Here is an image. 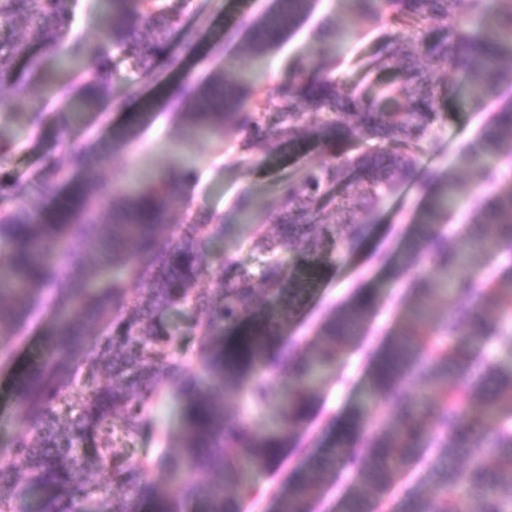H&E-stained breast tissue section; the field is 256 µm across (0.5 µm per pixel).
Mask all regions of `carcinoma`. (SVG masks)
Listing matches in <instances>:
<instances>
[{
    "label": "carcinoma",
    "instance_id": "carcinoma-1",
    "mask_svg": "<svg viewBox=\"0 0 512 512\" xmlns=\"http://www.w3.org/2000/svg\"><path fill=\"white\" fill-rule=\"evenodd\" d=\"M112 14L108 46L95 51L80 82L60 89L63 111L78 117L112 96L118 64L149 73L160 56L178 63L172 34L180 10L171 0H108ZM352 11L380 31L371 58L375 91L343 87L336 68V31L327 27L317 50L304 53L265 98L222 71L190 89L194 105L184 117L193 128L224 136L232 120L240 148L263 150L280 166L322 151L333 163H307L282 188L283 209L268 217L278 231L261 235L254 249L264 257L258 272L228 255L208 258L212 240L225 234L214 215L207 224H180L167 243L156 230L167 207L182 195L193 172L171 170L132 196L102 192L95 169L111 151L92 161L69 146L74 181L52 165L41 188L67 191L47 214L21 203L27 186L12 185L10 209L0 210V331L21 326L35 300L51 290L53 327L36 361L15 383L13 421L18 433L0 445V512H21L36 498V512H240L255 493L248 474L271 468L280 449L295 446L297 431L315 405L312 384L339 375L341 357L362 335L376 294L358 289L332 308L318 339L305 346L283 337L279 322L223 344L224 332L244 324L262 290L286 315L310 299L318 276L368 231L367 219L401 185L427 203L418 239L398 256L394 275L415 271L416 306L403 328L374 360L363 401L344 420L328 447L302 465L275 499V512H311L325 477L354 474L340 512H380L395 482L427 463L425 495L406 499L395 512H512V368L502 369L480 348L512 327V278L479 276L488 250H512V180L502 167L512 162V106L501 108L476 142L463 146L458 162L472 189V218L450 238L443 224L461 191L457 178L423 170L420 156L441 148L437 129L448 108L462 98L484 111L503 86H512V0L491 10L486 0H349ZM313 0H276L259 20L242 16L244 48L260 58L291 34ZM73 0H0V85L13 97L28 94L15 77L23 60L34 64L33 47L59 46L68 35ZM461 74L465 96L439 71ZM323 115L312 125L303 112ZM138 134L136 123L114 127L112 146ZM344 215L329 224L328 209ZM111 223H93L97 212ZM116 271L104 278L106 270ZM208 278L216 287L197 283ZM137 283L148 301L129 292ZM445 294L448 316L431 327L427 301ZM193 314L188 332L211 353L208 385L177 357L181 329L174 312ZM288 380L276 398L266 378L250 372L255 360ZM185 399L183 451L135 458L134 443L156 428L153 409L163 390ZM233 395L240 416L224 413L220 399ZM279 401L284 422L275 431L254 432L251 411ZM126 448L121 453L118 447ZM163 466L176 475L204 471L208 481H183L159 493L146 483ZM105 476L94 480L90 471Z\"/></svg>",
    "mask_w": 512,
    "mask_h": 512
}]
</instances>
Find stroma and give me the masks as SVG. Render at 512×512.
I'll return each mask as SVG.
<instances>
[{
	"label": "stroma",
	"mask_w": 512,
	"mask_h": 512,
	"mask_svg": "<svg viewBox=\"0 0 512 512\" xmlns=\"http://www.w3.org/2000/svg\"><path fill=\"white\" fill-rule=\"evenodd\" d=\"M273 3L274 0H185L182 25L194 32L196 40L183 72L171 74L161 59L148 75L121 67V78L112 87L111 102L88 113L82 125L69 126L63 142L37 139L27 122L32 108H41L51 118L60 111L56 101L45 98L38 81H30L29 94L23 100L12 99L9 88L0 86V100L9 103L15 114L14 120L1 132L17 141L16 149L0 161V182L19 180L28 184L30 190L24 198L25 204L35 211L49 209L52 202L37 191L36 183L46 166L66 163L67 144L99 148L112 127L136 120L140 123L137 138L116 148L115 162L100 166L103 183L113 193L126 194L136 190L141 182L164 172L195 170L197 192L193 203L189 206L178 203L172 210L173 223H184L189 210L198 218L209 214L227 217V232L210 245L211 254L224 253L245 265H255L257 254L253 242L258 234L270 232L272 225L261 213L245 217L237 209L236 201L240 196L250 195L260 199L264 210H276L281 203L280 183L289 169L271 165L262 151L241 150L232 124H225L224 135L220 138L190 129L181 116V105L173 101L174 95L182 85L202 82L215 72L226 69L245 76L258 66L263 69L265 90H273L287 75L298 54L316 48L319 31L327 23L345 29L339 48L343 64L334 73L336 80L350 88L364 89L376 79L365 60L377 34L353 16L348 0H317L313 12L295 33L276 45L262 62H254L244 51L245 35L235 32L234 22L243 13L262 18ZM110 13L105 0H76L72 36L79 38L86 47L102 46L107 39ZM130 85L138 88L139 94L129 99L125 90ZM510 102L512 87H506L486 111L469 112L463 106H456L439 132L440 151L423 155L422 167L443 175L458 174L460 146L473 141L499 107ZM413 198L411 189L399 188L371 226L369 253L362 257L358 252H350L335 266L327 268L310 302L289 320V335L307 342L316 336L330 309L356 288H373L378 294L377 306L366 323L364 334L342 357V379L326 378L318 388L316 414L303 432L302 444L284 452L272 469L253 475L257 493L242 500L241 512H273L275 496L294 471L322 447L337 423L355 407L373 357L401 327L413 307L411 275L392 277L390 270L380 262L381 256L396 254L402 242L412 237L414 226L408 205ZM50 324L51 316L40 302L26 324L0 335V442L16 433L6 412L16 370L32 363ZM157 417L158 433L138 442L143 453L151 457L157 456L161 449L178 448L183 430L182 401L175 397L164 399L157 407Z\"/></svg>",
	"instance_id": "1"
}]
</instances>
